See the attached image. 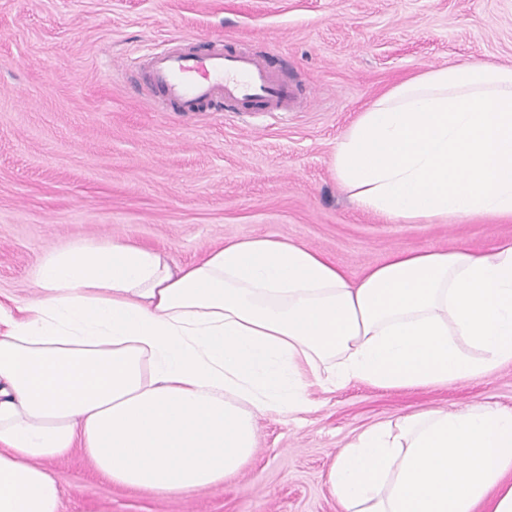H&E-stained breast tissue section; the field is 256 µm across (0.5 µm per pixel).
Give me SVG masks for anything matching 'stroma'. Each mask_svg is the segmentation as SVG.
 Masks as SVG:
<instances>
[{"label": "stroma", "mask_w": 512, "mask_h": 512, "mask_svg": "<svg viewBox=\"0 0 512 512\" xmlns=\"http://www.w3.org/2000/svg\"><path fill=\"white\" fill-rule=\"evenodd\" d=\"M222 40L273 64L291 112H176L146 74L154 47ZM512 66V0H0V294L33 295L49 251L122 237L194 262L271 235L358 278L390 252L487 251L512 223L407 224L358 209L333 145L388 88L431 68ZM298 422L256 418L258 448L223 485L122 488L81 450L48 463L61 512H342L326 476L363 429L472 403L512 406V365L445 389H313Z\"/></svg>", "instance_id": "stroma-1"}]
</instances>
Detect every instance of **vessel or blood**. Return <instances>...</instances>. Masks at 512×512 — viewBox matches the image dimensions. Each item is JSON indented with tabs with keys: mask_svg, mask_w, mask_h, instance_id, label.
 Returning a JSON list of instances; mask_svg holds the SVG:
<instances>
[{
	"mask_svg": "<svg viewBox=\"0 0 512 512\" xmlns=\"http://www.w3.org/2000/svg\"><path fill=\"white\" fill-rule=\"evenodd\" d=\"M163 100L184 112L224 102L230 112H289L294 92L273 64L245 49L168 50L150 59Z\"/></svg>",
	"mask_w": 512,
	"mask_h": 512,
	"instance_id": "b4317fda",
	"label": "vessel or blood"
}]
</instances>
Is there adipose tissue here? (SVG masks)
<instances>
[{
	"label": "adipose tissue",
	"instance_id": "obj_1",
	"mask_svg": "<svg viewBox=\"0 0 512 512\" xmlns=\"http://www.w3.org/2000/svg\"><path fill=\"white\" fill-rule=\"evenodd\" d=\"M331 166L367 212L512 222V67L395 85ZM34 288L0 305V512H60L45 464L77 448L115 485L180 496L236 476L256 416L299 420L312 388H445L512 363V243L394 252L354 280L285 238L191 263L112 239L46 253ZM327 483L342 512H512V407L372 425Z\"/></svg>",
	"mask_w": 512,
	"mask_h": 512
}]
</instances>
